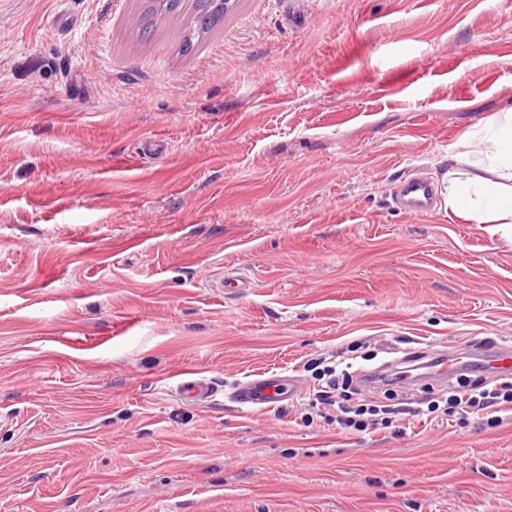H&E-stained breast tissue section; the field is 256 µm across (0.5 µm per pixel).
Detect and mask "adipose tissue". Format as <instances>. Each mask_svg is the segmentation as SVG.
Here are the masks:
<instances>
[{
	"label": "adipose tissue",
	"mask_w": 512,
	"mask_h": 512,
	"mask_svg": "<svg viewBox=\"0 0 512 512\" xmlns=\"http://www.w3.org/2000/svg\"><path fill=\"white\" fill-rule=\"evenodd\" d=\"M478 144L462 155L461 169L448 173V208L475 224L492 225L512 241V113L488 121L481 131H466Z\"/></svg>",
	"instance_id": "adipose-tissue-1"
}]
</instances>
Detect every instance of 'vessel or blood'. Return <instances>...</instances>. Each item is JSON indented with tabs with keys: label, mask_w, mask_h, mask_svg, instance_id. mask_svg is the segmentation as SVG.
<instances>
[{
	"label": "vessel or blood",
	"mask_w": 512,
	"mask_h": 512,
	"mask_svg": "<svg viewBox=\"0 0 512 512\" xmlns=\"http://www.w3.org/2000/svg\"><path fill=\"white\" fill-rule=\"evenodd\" d=\"M434 195V187L428 180L408 176L401 179L397 187L396 201L408 211L422 213L431 209ZM474 362L487 374L511 375L512 342H497L485 349L475 344H466L434 357L431 361L432 373L440 379L450 380ZM172 390L182 402L209 405L215 402L219 385L213 377L186 368L173 382ZM303 391L304 386L296 377L264 373L237 382L232 398L239 406L247 409H269L287 399L300 396Z\"/></svg>",
	"instance_id": "b4317fda"
}]
</instances>
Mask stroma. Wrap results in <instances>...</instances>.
Here are the masks:
<instances>
[{"label":"stroma","instance_id":"35a3bbf8","mask_svg":"<svg viewBox=\"0 0 512 512\" xmlns=\"http://www.w3.org/2000/svg\"><path fill=\"white\" fill-rule=\"evenodd\" d=\"M147 6L0 0V512H512V416L312 406L319 360L512 339V246L445 201L512 113V0H235L199 36L182 0L144 38ZM184 368L304 392L192 406ZM435 190L428 180L408 176L400 180L396 191V202L408 211L422 213L433 206ZM329 380L326 386L317 392V400L321 404L336 409V422L349 431L358 433H371L380 429L389 428L393 422L404 421L409 417H418L423 413L417 407H411L406 403L375 405V404H357L355 406L346 405L350 399H347L344 387L352 382V368L347 363L345 368L337 371L328 367ZM341 390V391H339ZM340 398V400H339ZM303 391L304 386L296 377L264 373L237 382L232 398L246 409H269L286 399L300 396Z\"/></svg>","mask_w":512,"mask_h":512}]
</instances>
